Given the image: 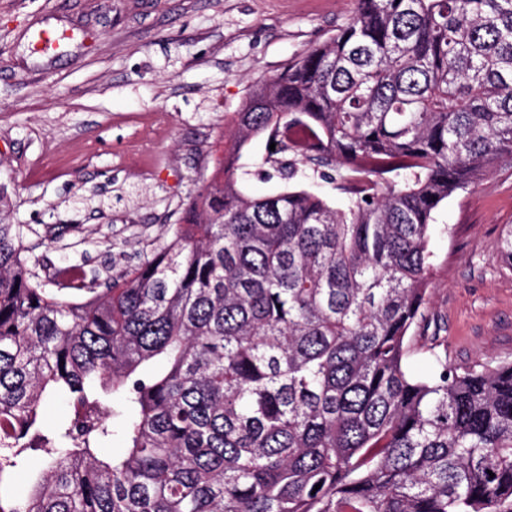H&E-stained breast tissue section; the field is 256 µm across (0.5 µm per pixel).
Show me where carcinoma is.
I'll list each match as a JSON object with an SVG mask.
<instances>
[{
	"instance_id": "cac0c4a2",
	"label": "carcinoma",
	"mask_w": 512,
	"mask_h": 512,
	"mask_svg": "<svg viewBox=\"0 0 512 512\" xmlns=\"http://www.w3.org/2000/svg\"><path fill=\"white\" fill-rule=\"evenodd\" d=\"M355 2L104 288L41 277L0 214V512H512V363L407 368L434 211L512 162V0ZM264 153V142L256 139L251 142L248 147V151L242 159V162L248 163L250 166L251 175L246 176L244 185L247 191L254 195H263L275 191L279 187V183L276 179L271 181H264L261 176L257 174V168L255 163L262 157Z\"/></svg>"
}]
</instances>
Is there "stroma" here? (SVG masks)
<instances>
[{
	"instance_id": "1",
	"label": "stroma",
	"mask_w": 512,
	"mask_h": 512,
	"mask_svg": "<svg viewBox=\"0 0 512 512\" xmlns=\"http://www.w3.org/2000/svg\"><path fill=\"white\" fill-rule=\"evenodd\" d=\"M354 0H0V211L33 255L116 275L161 244L213 170L255 83L336 34ZM55 34L42 51L38 29ZM435 271L409 333L450 367L512 362L502 163L434 213Z\"/></svg>"
}]
</instances>
